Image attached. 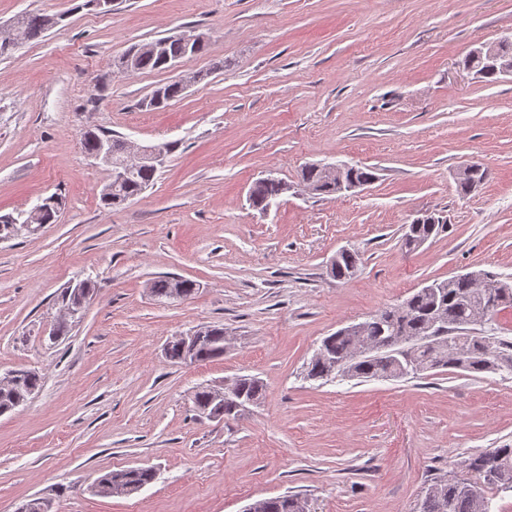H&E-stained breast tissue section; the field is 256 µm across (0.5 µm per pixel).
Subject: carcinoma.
<instances>
[{"mask_svg": "<svg viewBox=\"0 0 512 512\" xmlns=\"http://www.w3.org/2000/svg\"><path fill=\"white\" fill-rule=\"evenodd\" d=\"M62 16L43 13H25L15 20V36L27 42L40 37L60 23ZM132 56V71H165L168 66L186 58V46L175 36H165L150 42L134 45L112 61L113 69L126 65L125 56ZM464 65L471 68L487 82L496 81L500 73L494 64L481 57L468 55ZM184 88L171 80L157 85L140 107L158 110L178 100ZM108 143L112 151V168H122L126 162L125 137L98 131L80 140L83 151L92 155L100 144ZM159 169L151 164L134 168L129 178L100 194L105 208L125 204L154 185ZM488 177V170L473 164L472 172L458 180L462 194ZM375 179L366 167H350L345 171V182L369 183ZM303 184L317 195L333 196L340 193L336 179L325 174L323 167L312 165L302 172ZM290 185L279 178H265L251 187L249 200L252 206L264 210L274 200L288 193ZM62 205L61 198L51 195L37 205L41 209L39 221L52 224ZM433 221L406 226L402 243L407 249H416L420 243L444 232L447 221L442 215L432 213ZM360 257L357 251L342 249L330 265L331 275L338 280L353 278L358 272ZM487 283L471 279L449 277L435 280L428 288H420L402 303L376 311L360 323L357 333L338 330L322 341L327 357L314 355L306 369L309 380H329V377L347 378H404L424 372L457 369L469 374L512 376V340L496 339V345L484 346L487 337L476 332L479 322H491L503 308L512 306V280L498 278V274L484 272ZM196 290V283L175 276H159L148 288L158 299H171L179 288ZM224 357V328L212 326L211 338L197 352L196 362H207ZM239 393L244 399L259 404L265 392L263 382L256 376L241 375L235 378ZM40 385V377L33 370L16 371L15 382L0 386V415L23 405ZM194 405L199 411H212L214 388L206 386L194 393ZM469 478L456 476L439 478L429 486L418 504L417 512H491L490 500L485 489L512 491V447L486 448L464 461ZM156 471L152 468H132L108 472L100 477L97 491L103 495L128 494L153 482ZM307 501L297 495H283L259 499L254 502L255 512H306Z\"/></svg>", "mask_w": 512, "mask_h": 512, "instance_id": "cac0c4a2", "label": "carcinoma"}]
</instances>
